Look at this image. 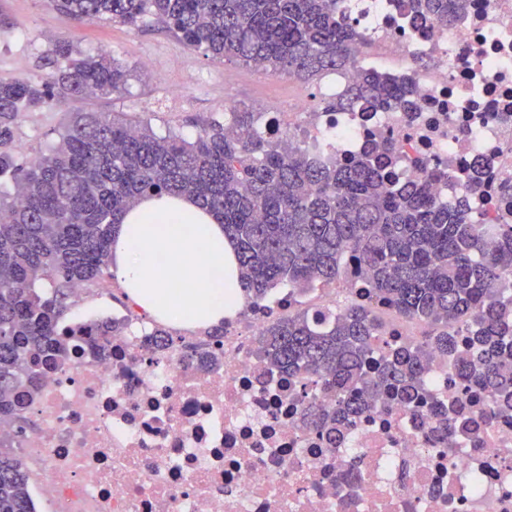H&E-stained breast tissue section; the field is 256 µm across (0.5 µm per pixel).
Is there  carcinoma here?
Here are the masks:
<instances>
[{
    "mask_svg": "<svg viewBox=\"0 0 512 512\" xmlns=\"http://www.w3.org/2000/svg\"><path fill=\"white\" fill-rule=\"evenodd\" d=\"M77 18L137 26L147 19L219 62L313 80L347 68L369 43L348 14L349 0H52ZM468 0H404L415 18L448 26ZM56 40L36 80L0 79V424L23 418L20 389L39 390V367L63 365L60 337L72 289L107 270L112 230L142 196L181 195L214 211L237 251L239 285L261 308L277 287L293 295L364 275L367 300L341 314L299 309L273 318L258 336L259 355L336 396L319 422L332 434L377 400L411 407L424 389L431 350L454 358L464 386L492 402L512 403V224L488 234L467 199L455 206L427 182L401 183L383 140L350 158L322 159L267 136L254 112H226L188 141L157 135L144 121L103 112H71L48 153L28 162L13 154L22 112L126 89L129 71L101 51L73 57ZM413 86L377 69L324 102L325 112L411 109ZM50 281V293L37 284ZM381 304L424 323L417 344L386 350L370 374L366 360L381 343ZM465 327V349L454 334ZM123 324L100 318L85 336H112ZM457 412V430L476 437L481 422ZM0 512H34L22 456L0 445Z\"/></svg>",
    "mask_w": 512,
    "mask_h": 512,
    "instance_id": "cac0c4a2",
    "label": "carcinoma"
}]
</instances>
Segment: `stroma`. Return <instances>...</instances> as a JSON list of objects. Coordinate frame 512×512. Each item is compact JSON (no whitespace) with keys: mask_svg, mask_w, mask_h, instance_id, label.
I'll return each mask as SVG.
<instances>
[{"mask_svg":"<svg viewBox=\"0 0 512 512\" xmlns=\"http://www.w3.org/2000/svg\"><path fill=\"white\" fill-rule=\"evenodd\" d=\"M52 37L68 39L85 53L109 51L132 77L120 96L21 113L13 149L22 159L56 143L68 113L75 111L121 112L148 121L158 135L190 140L231 111L294 112L299 103L316 108L328 97L327 80L305 82L233 61L215 62L162 25L77 19L57 10L52 0H0V77H39L40 56Z\"/></svg>","mask_w":512,"mask_h":512,"instance_id":"35a3bbf8","label":"stroma"}]
</instances>
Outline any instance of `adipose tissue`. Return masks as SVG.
I'll list each match as a JSON object with an SVG mask.
<instances>
[{"label": "adipose tissue", "instance_id": "adipose-tissue-1", "mask_svg": "<svg viewBox=\"0 0 512 512\" xmlns=\"http://www.w3.org/2000/svg\"><path fill=\"white\" fill-rule=\"evenodd\" d=\"M109 272L141 309L178 327L223 325L245 302L221 220L183 196H147L126 213Z\"/></svg>", "mask_w": 512, "mask_h": 512}]
</instances>
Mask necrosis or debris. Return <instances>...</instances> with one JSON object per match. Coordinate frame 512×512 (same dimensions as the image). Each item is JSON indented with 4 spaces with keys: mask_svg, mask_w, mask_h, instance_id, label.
<instances>
[{
    "mask_svg": "<svg viewBox=\"0 0 512 512\" xmlns=\"http://www.w3.org/2000/svg\"><path fill=\"white\" fill-rule=\"evenodd\" d=\"M355 16L374 62L411 80L412 110L308 111L272 129L339 157L390 140L399 179L442 170L436 196L512 224V0H469L447 27L413 22L399 0H358ZM292 305L245 310L208 358L148 348L152 324L135 311L105 354L71 342L37 396L19 395L32 429L0 427L44 512H512V411L475 440L438 429L434 407L462 400L477 417L489 405L440 352L418 407L377 401L333 441L304 425L299 379L249 345Z\"/></svg>",
    "mask_w": 512,
    "mask_h": 512,
    "instance_id": "4bbe7bcc",
    "label": "necrosis or debris"
}]
</instances>
